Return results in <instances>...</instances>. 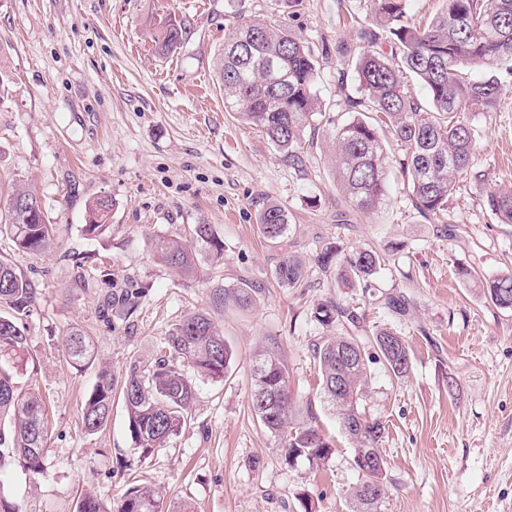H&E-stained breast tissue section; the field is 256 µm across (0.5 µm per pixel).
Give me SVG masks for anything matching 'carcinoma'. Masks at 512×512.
I'll list each match as a JSON object with an SVG mask.
<instances>
[{
	"label": "carcinoma",
	"instance_id": "carcinoma-1",
	"mask_svg": "<svg viewBox=\"0 0 512 512\" xmlns=\"http://www.w3.org/2000/svg\"><path fill=\"white\" fill-rule=\"evenodd\" d=\"M444 9L424 28L402 23V0H375L372 21L388 32L398 51L386 55L377 49L379 35L365 29L360 38L367 42L356 64L363 97L353 102L359 108L350 120L336 127V174L350 204L360 210L376 211L386 200L388 156L382 134L387 132L404 147L400 170L407 178L415 208L442 224L448 223V198L458 176L473 165L477 135L467 114L495 104L501 82L493 71L502 67L512 72V0H444ZM189 30L182 22L170 20L156 33L159 53L176 51ZM485 67L492 75L469 80L465 69ZM216 72L224 90V106L242 120L258 127L288 161L305 163L304 131L321 114L317 96L316 59L300 38L284 28L261 23H244L224 36V49L216 59ZM411 76L427 93L422 105L405 84ZM36 193L26 185L15 187L8 209L0 216V234L6 233L17 250L41 254L53 245L52 225L43 208L31 214L19 203ZM487 205L503 224H512V191L493 189ZM111 203L96 198L88 204L84 231L102 235L108 229ZM259 224L272 241L287 236L288 215L278 204L262 210ZM200 248H213L221 255L222 245L209 225L195 229ZM153 254L165 266L190 274L196 266L193 248L173 236L151 240ZM389 261V254L356 248L343 256L329 244L317 255L325 270L336 266V282L345 288H368L374 275ZM275 280L285 288L301 286L306 276L303 261L292 254L283 256L274 271ZM458 274L492 304L512 308V272L498 278H482L468 269ZM34 298L31 282L18 268L0 259V418L7 417L9 431L0 429V470L19 464L38 475L43 470L44 447L48 436L43 397L34 391L18 390L12 368L27 350L28 336L17 316L26 312ZM220 299L238 307L253 302L247 288L224 290ZM383 308L398 317L409 312V299L389 293ZM314 318L320 324H340L357 329L361 317L357 308L333 298L317 304ZM69 362L90 367L98 358L96 341L80 328H73L63 341ZM378 359L396 378L411 370L410 346L405 337L388 327H376L363 336H333L315 353L320 390L327 402L340 410L339 423L349 419L357 432L347 436L357 448H368L374 459H383L378 444L385 426L358 407L367 385L366 365ZM233 351L210 316L192 312L174 325L167 336L164 355L132 365L126 376L117 379L101 365L96 380L80 406V424L92 434L107 425L114 397L121 398L128 430L136 448L145 451L163 448L191 417L196 386L186 369L222 379ZM251 406L256 418L279 441L290 460L303 459L317 465L333 454V445L314 425L292 419L294 402L288 389V372L273 354H261L251 369ZM344 386L336 396V380ZM363 479L350 496V512H373L386 494L384 476L373 469L362 472ZM158 492L147 485L128 488L116 507L84 495L77 512H159Z\"/></svg>",
	"mask_w": 512,
	"mask_h": 512
}]
</instances>
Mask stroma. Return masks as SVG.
I'll list each match as a JSON object with an SVG mask.
<instances>
[{
    "label": "stroma",
    "instance_id": "1",
    "mask_svg": "<svg viewBox=\"0 0 512 512\" xmlns=\"http://www.w3.org/2000/svg\"><path fill=\"white\" fill-rule=\"evenodd\" d=\"M190 35L161 55L151 34L167 19ZM245 22L284 27L317 60L322 118L305 131L312 146L291 165L260 130L227 112L213 60L224 34ZM372 0H0V212L15 184L41 198L54 247L18 252L0 235V257L30 280L34 302L22 323L29 338L20 390L45 398L49 436L44 470H0V497L17 512H76L83 494L113 505L132 481L159 491L160 512H349L361 475L353 445L318 387L317 346L336 333L313 317L328 298L359 307L367 325L407 339L413 363L391 377L379 361L360 407L386 424L381 444L387 494L377 512H512V310L499 308L459 277L460 268L494 276L512 271V224L487 206L489 188L512 191V74L498 70V103L471 113L480 133L471 173L448 200V222L413 206L392 157L388 202L378 211L348 203L332 159L337 123L361 96L354 67L360 28ZM112 202L109 230L85 235L88 203ZM290 224L284 241L261 233L268 203ZM209 225L222 258L198 254L194 276L171 272L150 242L193 240ZM395 248L371 288H340L322 271L326 245ZM306 263L304 284L283 288L273 271L285 253ZM143 289L133 314L103 321L112 287ZM252 288L246 311L218 293ZM406 294L398 318L382 295ZM207 312L233 351L223 379L195 376L197 400L168 445L135 449L121 403L108 424L81 430L78 413L96 370H76L62 338L79 326L94 336L99 358L117 377L160 355L174 324ZM282 355L297 408L311 410L335 453L320 467L289 464L251 407V368L259 352Z\"/></svg>",
    "mask_w": 512,
    "mask_h": 512
}]
</instances>
